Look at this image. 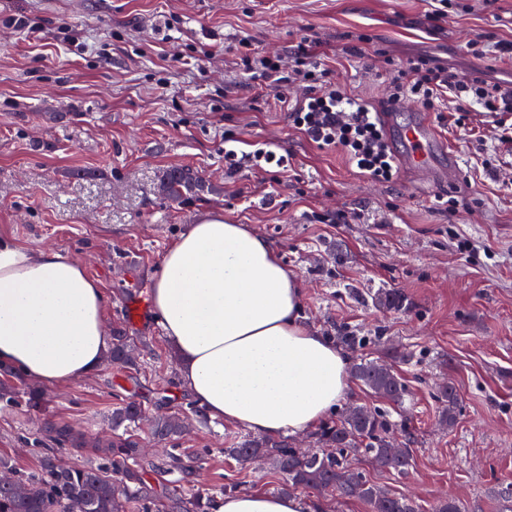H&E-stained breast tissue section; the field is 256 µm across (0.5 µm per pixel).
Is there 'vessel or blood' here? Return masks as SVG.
Here are the masks:
<instances>
[{
  "mask_svg": "<svg viewBox=\"0 0 512 512\" xmlns=\"http://www.w3.org/2000/svg\"><path fill=\"white\" fill-rule=\"evenodd\" d=\"M400 110L397 103L374 110L392 160L418 181L431 183L444 176L449 185H456V154L439 138L429 117L416 113L403 122L399 119Z\"/></svg>",
  "mask_w": 512,
  "mask_h": 512,
  "instance_id": "b4317fda",
  "label": "vessel or blood"
}]
</instances>
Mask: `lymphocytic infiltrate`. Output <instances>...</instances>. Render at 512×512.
<instances>
[{
  "mask_svg": "<svg viewBox=\"0 0 512 512\" xmlns=\"http://www.w3.org/2000/svg\"><path fill=\"white\" fill-rule=\"evenodd\" d=\"M320 41L310 39L297 45L293 65L283 70L281 60L256 52L248 39H241L236 67L251 78L274 86L310 82L319 91L292 113L297 128L321 149L344 150L357 168L372 178L387 180L393 176V161L383 144V135L371 113L351 111L347 98L337 90L333 70L324 63ZM390 101L411 96L433 107L442 94L459 102L458 109L469 112L480 108L490 113L512 112V83H492L480 76L467 78L427 58L408 60L391 78Z\"/></svg>",
  "mask_w": 512,
  "mask_h": 512,
  "instance_id": "lymphocytic-infiltrate-1",
  "label": "lymphocytic infiltrate"
}]
</instances>
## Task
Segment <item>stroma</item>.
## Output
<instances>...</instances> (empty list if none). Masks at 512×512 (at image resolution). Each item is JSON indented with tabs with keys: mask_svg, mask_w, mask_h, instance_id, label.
Wrapping results in <instances>:
<instances>
[{
	"mask_svg": "<svg viewBox=\"0 0 512 512\" xmlns=\"http://www.w3.org/2000/svg\"><path fill=\"white\" fill-rule=\"evenodd\" d=\"M429 0H0V234L77 258L108 299V329L125 326L139 364L104 361L88 378L44 387L42 413L28 410L20 377L0 397V459L41 470L57 428L84 440L60 459L95 462L112 411L141 403L147 415L177 412L188 428L177 446L201 460L188 478L154 475L157 493L224 484L274 491L279 475L243 470L226 449L239 427L198 420L178 378V359L152 310L150 293L171 241L218 214L266 236L303 288L302 313L350 362L380 359L403 379L397 404L353 382L346 406L378 410L392 422L413 463L405 473L356 462L371 482L412 498L418 512L438 500L461 512H507L512 488V145L498 144L495 117L441 97L432 118L460 165L455 190L401 172L376 180L339 150H322L292 122L308 84L272 89L232 63L240 38L279 56L306 39L323 43L336 85L347 96L386 101L398 63L429 57L460 75L512 80V0H451L432 22ZM20 15L46 31L80 30L85 50L41 45L7 25ZM370 37L363 56L344 52L349 36ZM482 39L484 56L469 46ZM213 46L199 57L200 43ZM280 164L247 163L254 144ZM234 149L237 161L225 159ZM190 167L208 191L174 202L166 171ZM399 290L402 310L373 296ZM457 390L456 420L439 423V382Z\"/></svg>",
	"mask_w": 512,
	"mask_h": 512,
	"instance_id": "obj_1",
	"label": "stroma"
}]
</instances>
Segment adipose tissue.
Segmentation results:
<instances>
[{
	"label": "adipose tissue",
	"instance_id": "1",
	"mask_svg": "<svg viewBox=\"0 0 512 512\" xmlns=\"http://www.w3.org/2000/svg\"><path fill=\"white\" fill-rule=\"evenodd\" d=\"M302 289L269 240L213 216L167 249L152 308L180 380L210 418L275 439L314 429L347 397L349 360L301 314ZM106 295L82 263L0 234V365L52 386L81 380L111 344ZM296 495L224 494L212 512H316Z\"/></svg>",
	"mask_w": 512,
	"mask_h": 512
}]
</instances>
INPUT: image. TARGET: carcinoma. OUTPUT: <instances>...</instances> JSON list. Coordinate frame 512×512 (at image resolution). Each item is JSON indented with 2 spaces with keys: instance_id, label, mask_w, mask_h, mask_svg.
<instances>
[{
  "instance_id": "cac0c4a2",
  "label": "carcinoma",
  "mask_w": 512,
  "mask_h": 512,
  "mask_svg": "<svg viewBox=\"0 0 512 512\" xmlns=\"http://www.w3.org/2000/svg\"><path fill=\"white\" fill-rule=\"evenodd\" d=\"M205 181L189 168L175 169L163 179L165 194L174 201L204 188ZM377 306L399 310L403 297L397 291H384L375 297ZM134 338L122 326L112 335V362L130 368L137 364ZM353 374L372 393L392 402L406 396V385L394 370L378 361H361ZM441 423L452 426L458 398L456 389L442 388ZM143 416L141 405L126 402L112 411V441L99 453L100 463L70 466L60 463L56 449L48 448L42 457L41 474L24 473L15 477L13 486L0 487V512H152L153 491L146 480L155 471L182 469L181 459L143 460V444L133 433ZM393 424L376 410L353 407L341 420L325 424L313 434L317 450L298 453L287 436L277 439L240 436L225 452L244 468L267 463L280 473L279 493L295 489H313L341 499L356 498L369 512H417L412 501L392 494L370 482L354 468L350 460L366 456L378 468L402 473L411 466L408 450H394L390 440ZM183 431L177 416H162L154 421L152 434L160 441H174ZM214 496L199 491L188 501L187 512H210Z\"/></svg>"
}]
</instances>
